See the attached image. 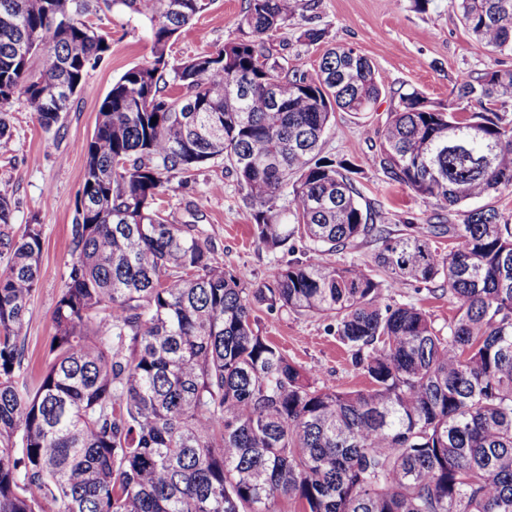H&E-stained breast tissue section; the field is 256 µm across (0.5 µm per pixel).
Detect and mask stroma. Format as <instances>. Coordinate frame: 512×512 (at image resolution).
<instances>
[{
	"mask_svg": "<svg viewBox=\"0 0 512 512\" xmlns=\"http://www.w3.org/2000/svg\"><path fill=\"white\" fill-rule=\"evenodd\" d=\"M244 0H213L209 10L183 30L171 47V60L207 53L245 38L240 29ZM98 23L110 34L105 61L90 72L69 112L44 130L25 101L14 102L10 130L0 138V195L12 205V225H39L42 236L40 278L25 318L26 360L23 375L35 381L47 365L54 334L52 318L71 260L69 241L82 189L85 156L80 147L93 134L99 105L113 81L128 68L152 59L151 31L146 21L120 12L99 13ZM316 27L322 42L308 46L299 35ZM344 46L368 57L385 78L386 90L372 111L337 112L322 146L324 155L346 159L361 169L364 202L383 211L392 230L408 222L437 223L441 209L399 185H390L374 168L372 155L397 92L418 90L432 104L447 106L458 75L479 76L486 69H512V55H494L480 47L462 26L449 0H430L416 10L412 0H314L312 9L291 22L270 42L275 56L308 74H316L324 51ZM245 192L222 161L196 170L186 181H173L165 206L175 223L196 216L225 268L249 274L253 286L267 282L274 268L287 265L291 253L270 251L253 239ZM392 298L411 303L447 328L454 305L440 282L411 283ZM262 333L294 362L316 373L320 384L336 391L362 388L365 380L343 345L320 317L286 310L255 309Z\"/></svg>",
	"mask_w": 512,
	"mask_h": 512,
	"instance_id": "obj_1",
	"label": "stroma"
}]
</instances>
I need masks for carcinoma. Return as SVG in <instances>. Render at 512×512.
I'll return each mask as SVG.
<instances>
[{"instance_id":"carcinoma-1","label":"carcinoma","mask_w":512,"mask_h":512,"mask_svg":"<svg viewBox=\"0 0 512 512\" xmlns=\"http://www.w3.org/2000/svg\"><path fill=\"white\" fill-rule=\"evenodd\" d=\"M491 53L512 54V0H450ZM152 33V61L98 110L71 226V263L36 385L19 372L41 230L0 196V512H512V221L393 231L359 202L358 169L321 156L336 111L385 91L372 61L331 48L315 79L265 43L302 0H245L249 37L174 65L207 0H96ZM89 0H0V137L23 100L49 130L64 89L105 60ZM38 58V68L30 66ZM174 74L180 93H164ZM448 107L393 100L373 165L442 210L512 191V69L462 75ZM222 159L258 244L310 256L262 288L228 270L197 224L164 208L171 182ZM288 193V208L277 200ZM373 267L325 259L357 241ZM437 279L448 332L383 289ZM329 321L368 386L336 391L262 335L255 307ZM21 446L15 447V439Z\"/></svg>"}]
</instances>
